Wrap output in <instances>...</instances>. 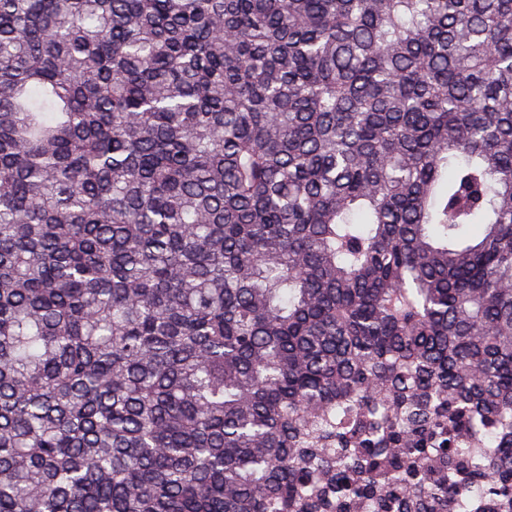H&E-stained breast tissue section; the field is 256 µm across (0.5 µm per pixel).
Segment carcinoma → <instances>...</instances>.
<instances>
[{
  "mask_svg": "<svg viewBox=\"0 0 512 512\" xmlns=\"http://www.w3.org/2000/svg\"><path fill=\"white\" fill-rule=\"evenodd\" d=\"M0 512H512V0H0Z\"/></svg>",
  "mask_w": 512,
  "mask_h": 512,
  "instance_id": "obj_1",
  "label": "carcinoma"
}]
</instances>
